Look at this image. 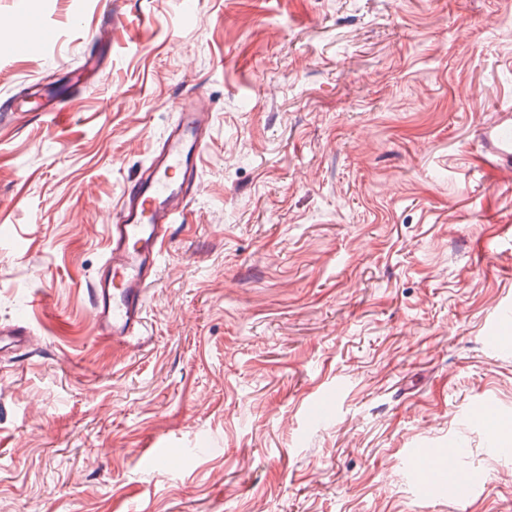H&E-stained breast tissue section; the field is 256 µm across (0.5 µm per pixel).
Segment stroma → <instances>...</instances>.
<instances>
[{"label":"stroma","mask_w":512,"mask_h":512,"mask_svg":"<svg viewBox=\"0 0 512 512\" xmlns=\"http://www.w3.org/2000/svg\"><path fill=\"white\" fill-rule=\"evenodd\" d=\"M18 11L54 38L0 23V102L40 81L71 116L0 124V326L38 346L0 356V512H512L506 0ZM188 85L200 188L120 348L87 283ZM414 447L457 448L455 493ZM2 22H6L14 27L19 48H26L36 42L46 43L52 37V32L49 29L29 21L20 13L6 19L1 18ZM408 455L411 463V470L417 483L421 486L432 481L438 475L448 478V481L457 479L455 469L456 448H448V463L446 472H441L435 464L425 456L420 448L408 449Z\"/></svg>","instance_id":"stroma-1"}]
</instances>
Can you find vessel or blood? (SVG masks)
<instances>
[{
  "label": "vessel or blood",
  "instance_id": "vessel-or-blood-1",
  "mask_svg": "<svg viewBox=\"0 0 512 512\" xmlns=\"http://www.w3.org/2000/svg\"><path fill=\"white\" fill-rule=\"evenodd\" d=\"M8 22L16 31L18 47L45 43L52 37L49 29L23 15H13ZM210 118V113L183 108L113 211L107 226L109 248L88 288L99 336L126 344L138 338L148 293L156 282L162 243L170 225L184 216L199 189L197 158L209 135ZM29 342L25 325L0 328V354ZM408 455L418 484L441 473L451 481L457 478L455 467L439 471L422 449H409Z\"/></svg>",
  "mask_w": 512,
  "mask_h": 512
}]
</instances>
